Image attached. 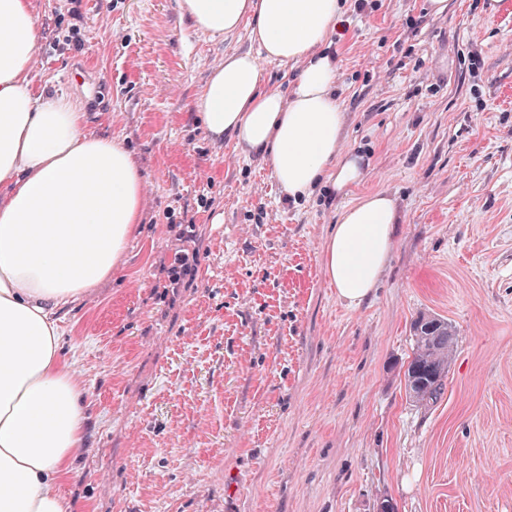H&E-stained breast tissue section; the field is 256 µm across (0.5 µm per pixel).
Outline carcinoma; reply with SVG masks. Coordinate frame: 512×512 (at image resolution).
Segmentation results:
<instances>
[{
    "mask_svg": "<svg viewBox=\"0 0 512 512\" xmlns=\"http://www.w3.org/2000/svg\"><path fill=\"white\" fill-rule=\"evenodd\" d=\"M413 349L404 371L405 390L416 405L438 404L448 387L455 331L442 317L423 314L413 325Z\"/></svg>",
    "mask_w": 512,
    "mask_h": 512,
    "instance_id": "carcinoma-1",
    "label": "carcinoma"
}]
</instances>
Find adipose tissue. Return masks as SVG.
Instances as JSON below:
<instances>
[{
    "label": "adipose tissue",
    "instance_id": "obj_1",
    "mask_svg": "<svg viewBox=\"0 0 512 512\" xmlns=\"http://www.w3.org/2000/svg\"><path fill=\"white\" fill-rule=\"evenodd\" d=\"M344 0H181L193 29L229 35L249 25L259 54L213 69L200 97L214 139L264 156L288 198L324 180L337 190L364 176L342 152L337 59L327 37ZM37 24L30 0H0V512H70L59 491L85 443V400L60 355L59 314L98 287L122 258L141 216L137 161L86 130L78 105L35 91ZM299 60L289 93L262 90L258 56ZM400 222L388 193L343 208L323 268L338 298L357 306L382 280Z\"/></svg>",
    "mask_w": 512,
    "mask_h": 512
}]
</instances>
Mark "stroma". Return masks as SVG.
<instances>
[{
  "label": "stroma",
  "mask_w": 512,
  "mask_h": 512,
  "mask_svg": "<svg viewBox=\"0 0 512 512\" xmlns=\"http://www.w3.org/2000/svg\"><path fill=\"white\" fill-rule=\"evenodd\" d=\"M338 59L341 147L365 178L291 207L268 163L214 140L198 102L248 29L211 36L180 0H32L34 87L82 104L143 173L106 282L59 315L87 401L60 492L72 512H512V0H369ZM78 31L85 47H57ZM86 73L84 86L67 80ZM402 220L369 301L323 272L341 209ZM202 231L196 280L162 297L171 225ZM452 325L448 390L406 396L412 324Z\"/></svg>",
  "instance_id": "stroma-1"
}]
</instances>
